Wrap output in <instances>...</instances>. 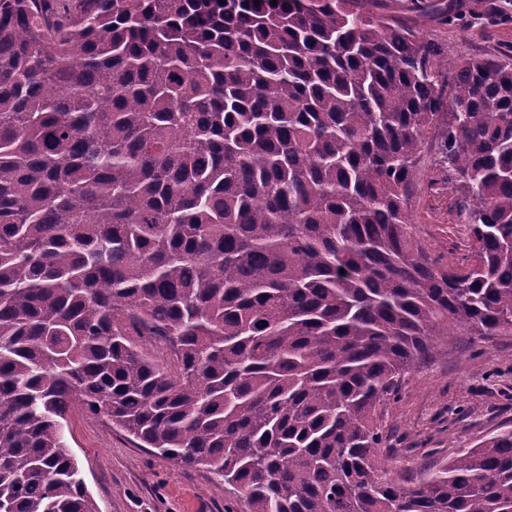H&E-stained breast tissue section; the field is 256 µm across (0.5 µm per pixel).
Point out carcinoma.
I'll use <instances>...</instances> for the list:
<instances>
[{
    "label": "carcinoma",
    "instance_id": "obj_1",
    "mask_svg": "<svg viewBox=\"0 0 512 512\" xmlns=\"http://www.w3.org/2000/svg\"><path fill=\"white\" fill-rule=\"evenodd\" d=\"M375 4L0 0V512H96L74 406L246 512H512L511 427L415 476L380 424L512 336V50ZM432 132L465 265L416 238Z\"/></svg>",
    "mask_w": 512,
    "mask_h": 512
}]
</instances>
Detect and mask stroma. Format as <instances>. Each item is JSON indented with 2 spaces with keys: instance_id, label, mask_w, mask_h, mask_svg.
Segmentation results:
<instances>
[{
  "instance_id": "35a3bbf8",
  "label": "stroma",
  "mask_w": 512,
  "mask_h": 512,
  "mask_svg": "<svg viewBox=\"0 0 512 512\" xmlns=\"http://www.w3.org/2000/svg\"><path fill=\"white\" fill-rule=\"evenodd\" d=\"M455 3L459 22L445 9ZM385 13L415 27L443 54L512 48V0H384ZM446 175L425 173L412 202L417 235L441 263H463L470 247ZM383 426L390 470L445 461L503 426H512V336L448 339V351L407 375ZM65 440L97 512H243L239 488L204 468L188 469L139 447L127 433L73 408Z\"/></svg>"
}]
</instances>
